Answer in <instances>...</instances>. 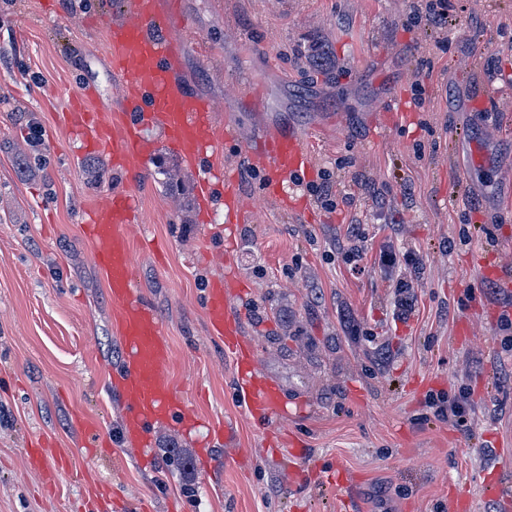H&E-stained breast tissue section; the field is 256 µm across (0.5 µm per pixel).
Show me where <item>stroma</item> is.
Listing matches in <instances>:
<instances>
[{
  "instance_id": "1",
  "label": "stroma",
  "mask_w": 512,
  "mask_h": 512,
  "mask_svg": "<svg viewBox=\"0 0 512 512\" xmlns=\"http://www.w3.org/2000/svg\"><path fill=\"white\" fill-rule=\"evenodd\" d=\"M125 2L0 0V512H339L337 470L357 512H448L453 498L512 512L493 493L512 486V347L488 310L500 293L479 274L512 262V0H448L444 38L410 26L411 0H171L181 80L217 105V126L241 133L213 149L249 203L230 241L223 205L202 214L197 171L162 130L144 129L154 154L124 172L65 120L83 84L97 90L87 109L121 112L105 30ZM482 90L502 107L491 135ZM391 95L410 118L370 142ZM275 124L307 134L310 181L329 173L336 209L264 198L263 175L239 157ZM477 146L497 166L475 165ZM116 188L138 202L136 282L171 343L168 377L200 422L160 425L146 464L121 442L116 311L81 232L85 208ZM351 224L357 257L342 246ZM386 244L421 262L401 318L375 262ZM229 262L244 339L288 408L273 438L207 330L206 290ZM461 389L466 426L436 420L428 395ZM224 427L231 442L215 436ZM39 435L71 460L50 490L26 456ZM89 435L103 449L88 453Z\"/></svg>"
}]
</instances>
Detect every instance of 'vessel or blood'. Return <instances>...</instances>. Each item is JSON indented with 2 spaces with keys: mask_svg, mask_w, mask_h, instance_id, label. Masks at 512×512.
Returning <instances> with one entry per match:
<instances>
[{
  "mask_svg": "<svg viewBox=\"0 0 512 512\" xmlns=\"http://www.w3.org/2000/svg\"><path fill=\"white\" fill-rule=\"evenodd\" d=\"M170 21L161 0H130L127 16L111 23L106 31L112 68L123 79L121 119L109 124L101 113L83 109L73 115L89 150L107 155L114 167L128 170L151 155L153 147L142 135L147 127L160 128L169 147L194 165H199L218 136L231 139L236 135L231 128L216 133L212 102L198 97L181 82L177 54L165 36ZM241 157L265 169L268 183L264 194L283 210L293 206L296 180L309 176L315 164L306 135L289 125L271 127L257 144H245ZM235 183V173L215 163L201 168L197 183V194L205 208L214 190L223 188L224 223L229 230L246 214L245 199ZM139 221L133 195L123 189L113 190L84 212L82 233L94 247V261L118 310L122 359L113 380L121 409L122 437L144 450L157 424L175 421L185 426L193 417L167 375L172 348L163 333V323L135 285L128 230ZM236 278L234 268H226L223 280L208 288V330L223 341L234 358L236 386L248 411L273 428L280 425L287 409L278 387L260 375L251 349L242 340L229 293ZM27 454L30 465L43 471L50 483L69 466L68 458L54 456L49 443L40 437L31 442Z\"/></svg>",
  "mask_w": 512,
  "mask_h": 512,
  "instance_id": "vessel-or-blood-1",
  "label": "vessel or blood"
}]
</instances>
